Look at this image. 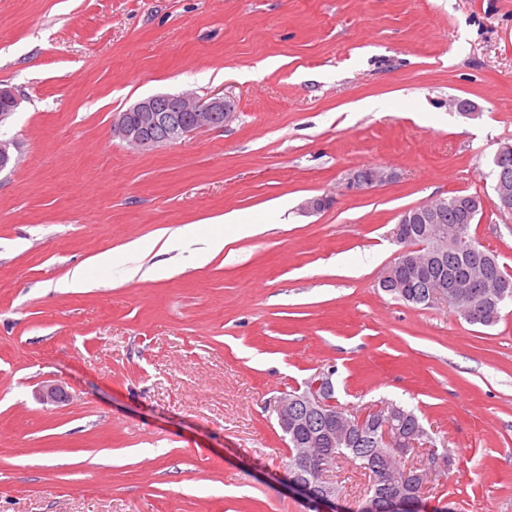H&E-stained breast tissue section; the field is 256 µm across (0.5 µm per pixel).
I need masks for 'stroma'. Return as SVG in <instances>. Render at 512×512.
Returning <instances> with one entry per match:
<instances>
[{
	"label": "stroma",
	"instance_id": "35a3bbf8",
	"mask_svg": "<svg viewBox=\"0 0 512 512\" xmlns=\"http://www.w3.org/2000/svg\"><path fill=\"white\" fill-rule=\"evenodd\" d=\"M0 82L21 96L0 126L19 144L0 172V512H313L274 408L326 371L344 408L415 411L430 441L405 465L449 450L428 512H512V304L481 327L378 286L400 214L457 192L486 198L476 237L512 271L491 174L512 0H0ZM184 92L231 97L232 120L148 152L113 136V113ZM365 167L393 178L346 191ZM233 210L264 232L238 237ZM195 222L227 240L203 265L173 235ZM138 239L165 276L138 273ZM46 383L70 401H39ZM328 477L357 512L364 470Z\"/></svg>",
	"mask_w": 512,
	"mask_h": 512
}]
</instances>
